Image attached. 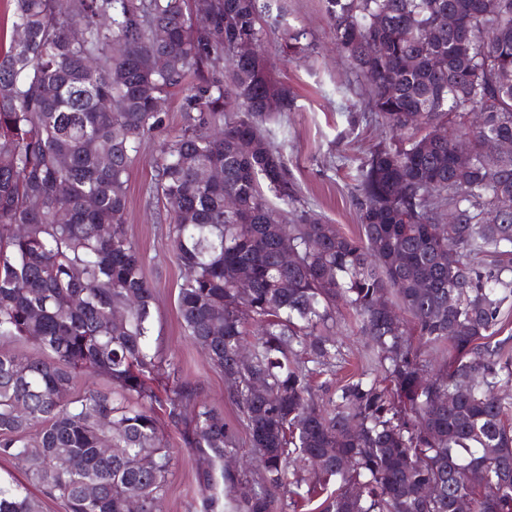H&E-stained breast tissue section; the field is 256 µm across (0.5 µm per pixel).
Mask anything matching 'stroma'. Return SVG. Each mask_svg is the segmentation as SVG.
Instances as JSON below:
<instances>
[{"label":"stroma","instance_id":"stroma-1","mask_svg":"<svg viewBox=\"0 0 512 512\" xmlns=\"http://www.w3.org/2000/svg\"><path fill=\"white\" fill-rule=\"evenodd\" d=\"M286 22L290 28L306 30L311 48L294 59L283 53L279 36L265 40L264 52L273 76L288 83L297 95L294 108L282 114L271 135L288 161L302 204L352 236L359 232L361 163L373 148L389 143L392 133L373 119L367 86L337 49L325 0H288ZM183 97L180 91L166 96L162 123L145 137L133 159L125 228L141 250L147 278L155 290L153 350L177 364L181 381L222 409L225 420L235 424L239 410L223 375L199 355L179 316L178 294L187 272L172 248L166 201L156 191L154 160L161 145L183 124ZM353 112L364 116L354 127L348 123ZM334 333L341 351L337 377L371 368L360 325L351 311L341 309ZM166 431L177 450L166 512H199L191 451L184 446L177 427L167 425Z\"/></svg>","mask_w":512,"mask_h":512}]
</instances>
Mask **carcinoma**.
Here are the masks:
<instances>
[{
  "instance_id": "1",
  "label": "carcinoma",
  "mask_w": 512,
  "mask_h": 512,
  "mask_svg": "<svg viewBox=\"0 0 512 512\" xmlns=\"http://www.w3.org/2000/svg\"><path fill=\"white\" fill-rule=\"evenodd\" d=\"M326 3L337 47L393 133L362 166L355 236L303 205L287 224L266 197L299 202L262 131L294 96L262 54L259 0H12L0 42V341L44 355L0 349V460L64 512H127L131 500L162 512L175 451L160 407L200 463V512H285L316 497L314 512H457L460 498L470 512H512V424L497 393L512 383V338L501 337L512 152L494 146L512 141V83L500 82L512 76V0ZM450 11L470 40L437 24ZM306 38L284 31V50L301 55ZM244 42L255 47L246 59ZM176 89L184 127L155 164L173 248L193 270L178 312L210 366L238 380L232 397L263 470L253 486L224 468L238 429L151 349L155 294L124 228L132 153ZM445 125L446 137L425 134ZM464 137L473 160L459 175ZM205 168L224 180L202 182ZM226 195L236 209L224 210ZM489 210L500 223L484 222ZM284 240L293 266L279 262ZM391 296L408 319L382 308ZM342 306L377 351L376 375L339 382L319 405L312 378L335 372ZM437 349L446 357L433 367L424 354ZM85 374L101 382L78 392ZM426 484L438 493L419 495ZM0 512L43 510L0 481Z\"/></svg>"
}]
</instances>
